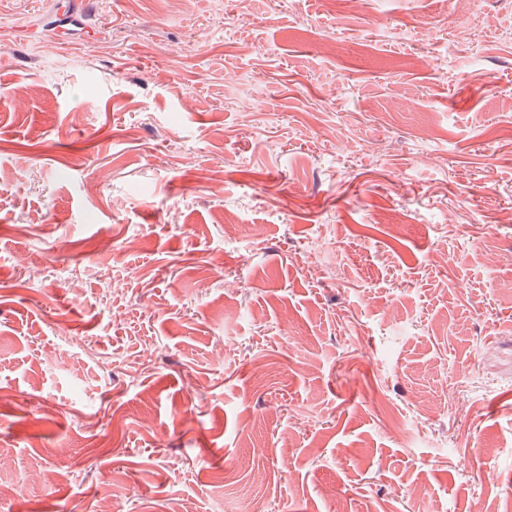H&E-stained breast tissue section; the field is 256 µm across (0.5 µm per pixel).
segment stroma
Segmentation results:
<instances>
[{"label": "stroma", "instance_id": "obj_1", "mask_svg": "<svg viewBox=\"0 0 512 512\" xmlns=\"http://www.w3.org/2000/svg\"><path fill=\"white\" fill-rule=\"evenodd\" d=\"M0 0V512H512V0Z\"/></svg>", "mask_w": 512, "mask_h": 512}]
</instances>
